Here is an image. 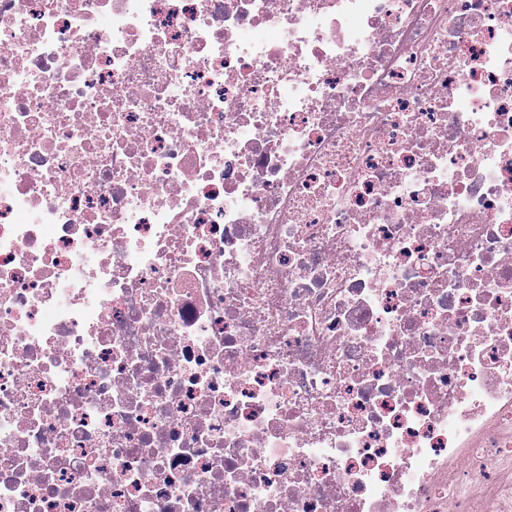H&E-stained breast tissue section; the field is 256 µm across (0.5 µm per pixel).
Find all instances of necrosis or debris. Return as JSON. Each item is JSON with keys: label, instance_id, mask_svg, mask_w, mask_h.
<instances>
[{"label": "necrosis or debris", "instance_id": "obj_1", "mask_svg": "<svg viewBox=\"0 0 512 512\" xmlns=\"http://www.w3.org/2000/svg\"><path fill=\"white\" fill-rule=\"evenodd\" d=\"M512 512V0H0V512Z\"/></svg>", "mask_w": 512, "mask_h": 512}]
</instances>
